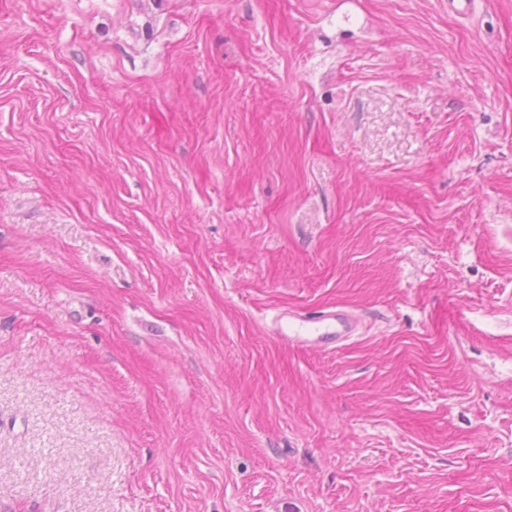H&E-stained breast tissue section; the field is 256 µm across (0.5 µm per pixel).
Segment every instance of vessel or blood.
Returning a JSON list of instances; mask_svg holds the SVG:
<instances>
[{"label": "vessel or blood", "mask_w": 512, "mask_h": 512, "mask_svg": "<svg viewBox=\"0 0 512 512\" xmlns=\"http://www.w3.org/2000/svg\"><path fill=\"white\" fill-rule=\"evenodd\" d=\"M360 318L337 307L323 308L299 315L294 312H280L277 316V333L288 342L307 343L314 341L348 340L360 329Z\"/></svg>", "instance_id": "b4317fda"}]
</instances>
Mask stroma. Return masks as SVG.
<instances>
[{
    "instance_id": "35a3bbf8",
    "label": "stroma",
    "mask_w": 512,
    "mask_h": 512,
    "mask_svg": "<svg viewBox=\"0 0 512 512\" xmlns=\"http://www.w3.org/2000/svg\"><path fill=\"white\" fill-rule=\"evenodd\" d=\"M472 8L0 0V512H512V0ZM361 326L360 318L337 307L323 308L299 315L281 311L277 315V333L289 343L335 341L336 344L354 336Z\"/></svg>"
}]
</instances>
